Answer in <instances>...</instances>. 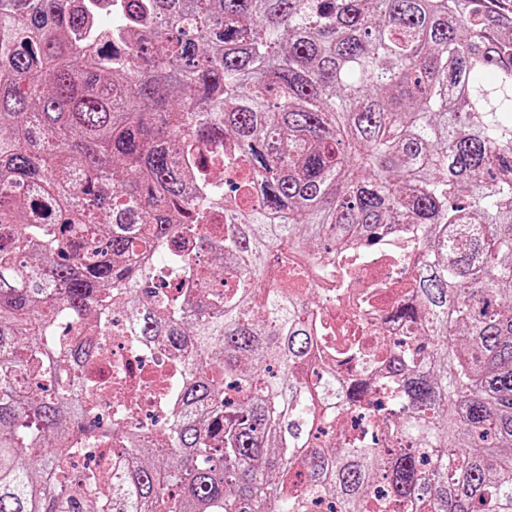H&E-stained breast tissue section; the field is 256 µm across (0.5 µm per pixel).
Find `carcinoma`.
Returning <instances> with one entry per match:
<instances>
[{"instance_id": "1", "label": "carcinoma", "mask_w": 512, "mask_h": 512, "mask_svg": "<svg viewBox=\"0 0 512 512\" xmlns=\"http://www.w3.org/2000/svg\"><path fill=\"white\" fill-rule=\"evenodd\" d=\"M80 2L0 0V512H512V4ZM399 224L411 335L342 387L298 288ZM188 226L233 286L140 300ZM116 306L192 352L158 446L87 417L93 338L53 340ZM80 439L119 464L75 479Z\"/></svg>"}]
</instances>
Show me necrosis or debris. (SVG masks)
I'll return each instance as SVG.
<instances>
[{"instance_id":"obj_1","label":"necrosis or debris","mask_w":512,"mask_h":512,"mask_svg":"<svg viewBox=\"0 0 512 512\" xmlns=\"http://www.w3.org/2000/svg\"><path fill=\"white\" fill-rule=\"evenodd\" d=\"M406 247L396 237L382 246L363 249L358 255L359 278L347 284L342 296L333 294L335 281L321 276L309 281L328 330V362L337 377L371 375L373 360L366 351L375 338L393 343L404 336L405 326L392 313L400 302L398 285L414 273L410 263L395 258ZM110 326L109 332L96 339L92 373L102 382L125 381L128 390L119 401L94 397L90 403L93 416L120 418L131 425L168 423L171 406L163 390L184 379L185 350L133 335L128 317L121 312H113Z\"/></svg>"}]
</instances>
